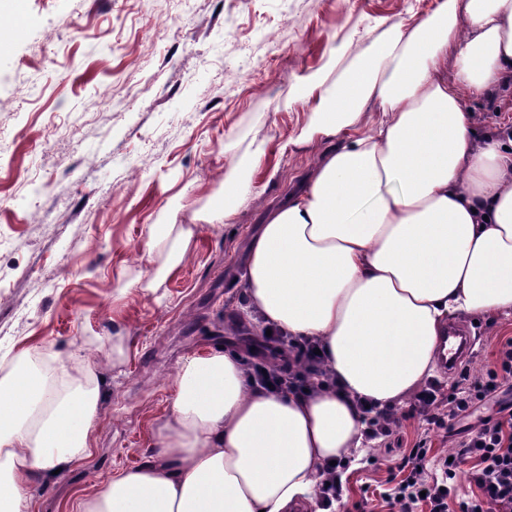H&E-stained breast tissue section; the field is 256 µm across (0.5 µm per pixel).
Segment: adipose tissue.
<instances>
[{
	"label": "adipose tissue",
	"mask_w": 512,
	"mask_h": 512,
	"mask_svg": "<svg viewBox=\"0 0 512 512\" xmlns=\"http://www.w3.org/2000/svg\"><path fill=\"white\" fill-rule=\"evenodd\" d=\"M512 76V0H438L390 22L365 73L300 86L308 121L283 151L315 144L300 189L267 210L243 280L264 325L319 343L314 392L253 385L236 355L182 363L151 461L113 474L73 512H288L313 501L326 462L361 447L363 406L411 397L434 369L448 319L512 312V135L478 133L464 104ZM258 196L224 181L191 224H153V291L191 254L200 223ZM97 365L59 367L33 401L0 381V512L93 450Z\"/></svg>",
	"instance_id": "ef3b65f1"
}]
</instances>
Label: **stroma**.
<instances>
[{
    "label": "stroma",
    "mask_w": 512,
    "mask_h": 512,
    "mask_svg": "<svg viewBox=\"0 0 512 512\" xmlns=\"http://www.w3.org/2000/svg\"><path fill=\"white\" fill-rule=\"evenodd\" d=\"M435 0H0L19 14L0 29V378L88 356L105 394L93 454L34 489V512H64L109 473L152 455L179 367L222 349L271 359L246 313L240 279L262 208L300 186L312 156L279 155L310 109L289 102L299 83L366 69L383 24ZM114 94L101 120L98 91ZM482 130H512V87L465 99ZM266 153L258 166L257 145ZM234 175L260 192L232 224L202 226L193 252L156 291L149 225L178 221L224 199ZM465 366L481 374L512 338V312L479 319ZM122 354H113L115 346ZM488 417L512 418V383L424 432L402 421L345 473L337 512H362L398 476L419 441L446 454Z\"/></svg>",
    "instance_id": "stroma-1"
}]
</instances>
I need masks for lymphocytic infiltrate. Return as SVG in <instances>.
I'll use <instances>...</instances> for the list:
<instances>
[{"label": "lymphocytic infiltrate", "instance_id": "f902f5d3", "mask_svg": "<svg viewBox=\"0 0 512 512\" xmlns=\"http://www.w3.org/2000/svg\"><path fill=\"white\" fill-rule=\"evenodd\" d=\"M512 378V339L501 344L493 367L474 377L462 373L450 387L426 383L411 398L409 413L426 429L446 427L448 420L497 391ZM403 477L381 496L364 500L363 512H512V419H486L461 441L451 457H431L419 441L399 466ZM465 475L470 496L459 493Z\"/></svg>", "mask_w": 512, "mask_h": 512}]
</instances>
